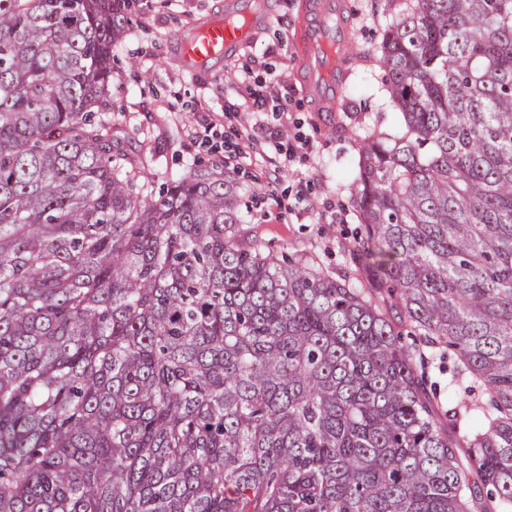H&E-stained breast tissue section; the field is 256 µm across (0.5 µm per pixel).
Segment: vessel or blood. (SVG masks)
<instances>
[{
	"mask_svg": "<svg viewBox=\"0 0 512 512\" xmlns=\"http://www.w3.org/2000/svg\"><path fill=\"white\" fill-rule=\"evenodd\" d=\"M353 18L349 0H302L295 31L301 57V86L315 111H336L348 75L346 35ZM261 14L245 0L241 9L211 20L182 35L177 50L191 70L226 59L253 37Z\"/></svg>",
	"mask_w": 512,
	"mask_h": 512,
	"instance_id": "obj_1",
	"label": "vessel or blood"
}]
</instances>
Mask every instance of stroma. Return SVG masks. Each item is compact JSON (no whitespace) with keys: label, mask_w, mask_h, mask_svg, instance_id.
Listing matches in <instances>:
<instances>
[{"label":"stroma","mask_w":512,"mask_h":512,"mask_svg":"<svg viewBox=\"0 0 512 512\" xmlns=\"http://www.w3.org/2000/svg\"><path fill=\"white\" fill-rule=\"evenodd\" d=\"M128 23L114 48L112 102L94 120L112 142L143 158L144 178L160 191L173 177L223 163L241 203L239 237L265 251L305 262L353 285L366 274L351 247L359 228L351 205L361 143L404 132L389 98L377 53L394 21L384 0H350L354 12L350 73L339 109L322 117L310 109L297 77L292 40L299 0H260L265 21L235 57L198 70L173 55L175 38L226 12L227 0H122ZM249 82H240L242 71ZM277 91L284 112L253 113L255 95ZM211 109L203 123L196 106ZM266 135L248 137L254 123ZM421 355L418 369L437 392L439 413L464 400L448 381L455 357L408 336Z\"/></svg>","instance_id":"35a3bbf8"}]
</instances>
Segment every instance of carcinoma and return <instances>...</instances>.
<instances>
[{"instance_id": "obj_1", "label": "carcinoma", "mask_w": 512, "mask_h": 512, "mask_svg": "<svg viewBox=\"0 0 512 512\" xmlns=\"http://www.w3.org/2000/svg\"><path fill=\"white\" fill-rule=\"evenodd\" d=\"M386 6L368 287L243 245L216 164L131 176L115 0H0V512H512V0ZM382 287L457 351L451 436Z\"/></svg>"}]
</instances>
